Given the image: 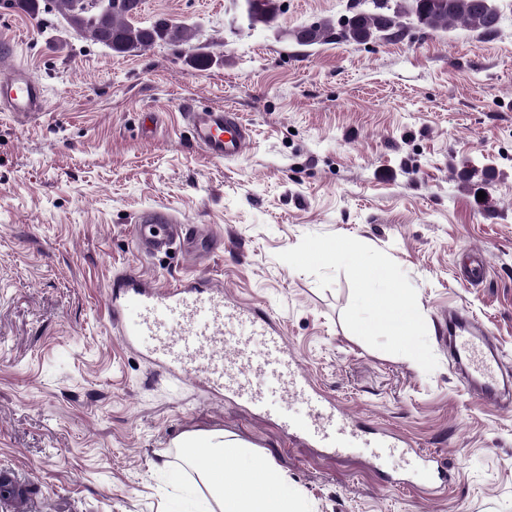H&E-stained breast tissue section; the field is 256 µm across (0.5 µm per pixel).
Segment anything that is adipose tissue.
Wrapping results in <instances>:
<instances>
[{
    "mask_svg": "<svg viewBox=\"0 0 512 512\" xmlns=\"http://www.w3.org/2000/svg\"><path fill=\"white\" fill-rule=\"evenodd\" d=\"M358 274L365 286L362 301L373 311L356 320L358 333L394 336L414 347L416 312L406 290L393 284L386 263L361 262ZM182 446L188 467L210 495L205 512H309L267 456L220 433L185 437Z\"/></svg>",
    "mask_w": 512,
    "mask_h": 512,
    "instance_id": "adipose-tissue-1",
    "label": "adipose tissue"
}]
</instances>
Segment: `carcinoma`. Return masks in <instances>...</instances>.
<instances>
[{
	"mask_svg": "<svg viewBox=\"0 0 512 512\" xmlns=\"http://www.w3.org/2000/svg\"><path fill=\"white\" fill-rule=\"evenodd\" d=\"M140 0H121L108 10L96 8L95 0H53V9L81 37L103 44L117 54L130 53L157 43H183L192 28L169 18L135 24ZM373 7L360 10L334 26L329 19L303 25L290 33L302 46L327 41L366 44L377 39H400L413 29L446 31L457 26L480 35L497 32L501 14L494 0H372ZM0 5L31 16L40 14L41 0H0ZM249 23L270 22L278 12V0H245Z\"/></svg>",
	"mask_w": 512,
	"mask_h": 512,
	"instance_id": "obj_1",
	"label": "carcinoma"
}]
</instances>
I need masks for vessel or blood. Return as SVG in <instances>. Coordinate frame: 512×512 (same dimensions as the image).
I'll return each instance as SVG.
<instances>
[{
  "mask_svg": "<svg viewBox=\"0 0 512 512\" xmlns=\"http://www.w3.org/2000/svg\"><path fill=\"white\" fill-rule=\"evenodd\" d=\"M46 104L43 85L0 47V110L25 119ZM194 142L209 156L242 155L249 133L228 108H187ZM189 224L162 209L143 211L137 237L142 247L162 252L195 239ZM108 308L127 345L140 349L164 372L197 376L214 390L228 392L278 412L280 400L306 404L308 418L286 420L288 431L303 434L336 454L369 449L373 459L395 456L404 469H430L432 460L386 432L365 433L352 417L318 393L300 370L280 325L255 308L224 295L217 283L191 281L173 289L146 283L128 273L108 297ZM448 350L464 383L490 407L512 404V372L504 368L489 332L462 311L447 319Z\"/></svg>",
  "mask_w": 512,
  "mask_h": 512,
  "instance_id": "vessel-or-blood-1",
  "label": "vessel or blood"
}]
</instances>
